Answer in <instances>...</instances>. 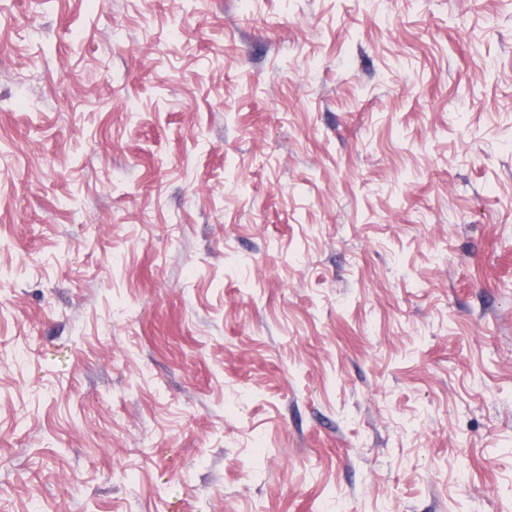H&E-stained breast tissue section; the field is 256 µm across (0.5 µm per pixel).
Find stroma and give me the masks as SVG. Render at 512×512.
Segmentation results:
<instances>
[{
  "label": "stroma",
  "instance_id": "stroma-1",
  "mask_svg": "<svg viewBox=\"0 0 512 512\" xmlns=\"http://www.w3.org/2000/svg\"><path fill=\"white\" fill-rule=\"evenodd\" d=\"M0 512H512V0H0Z\"/></svg>",
  "mask_w": 512,
  "mask_h": 512
}]
</instances>
